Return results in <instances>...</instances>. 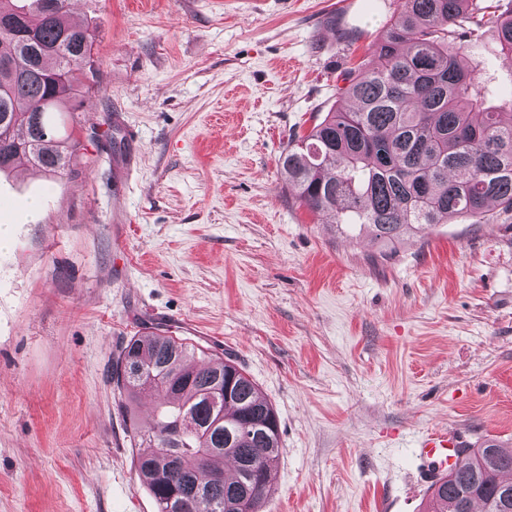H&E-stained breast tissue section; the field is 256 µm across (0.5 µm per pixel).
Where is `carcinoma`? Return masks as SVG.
<instances>
[{
	"mask_svg": "<svg viewBox=\"0 0 512 512\" xmlns=\"http://www.w3.org/2000/svg\"><path fill=\"white\" fill-rule=\"evenodd\" d=\"M67 2L0 0V22L21 19L30 41L0 32V172L28 163L56 177L77 163L56 115L79 93L93 40ZM486 23L512 70V0L493 12L478 0H402L365 71L344 77L353 107L328 112L281 154L296 200L386 248L459 216L489 224L512 213V111L486 105L477 66L452 48ZM196 353L203 361H190ZM111 380L133 447L148 449L137 470L158 512H259L281 455L279 421L235 361L155 329L119 347ZM146 390L164 398L142 424L134 404ZM458 454L455 478L430 486L427 512H491L512 490L502 479L512 449L486 441Z\"/></svg>",
	"mask_w": 512,
	"mask_h": 512,
	"instance_id": "1",
	"label": "carcinoma"
}]
</instances>
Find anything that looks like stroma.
<instances>
[{"label":"stroma","mask_w":512,"mask_h":512,"mask_svg":"<svg viewBox=\"0 0 512 512\" xmlns=\"http://www.w3.org/2000/svg\"><path fill=\"white\" fill-rule=\"evenodd\" d=\"M400 0H77L79 163L0 174V512H158L112 395L157 327L230 353L277 411L261 512H424L419 437L512 447V222L388 254L287 192L292 137L347 106ZM512 98L493 28L461 37ZM121 110L139 171L118 184Z\"/></svg>","instance_id":"stroma-1"}]
</instances>
